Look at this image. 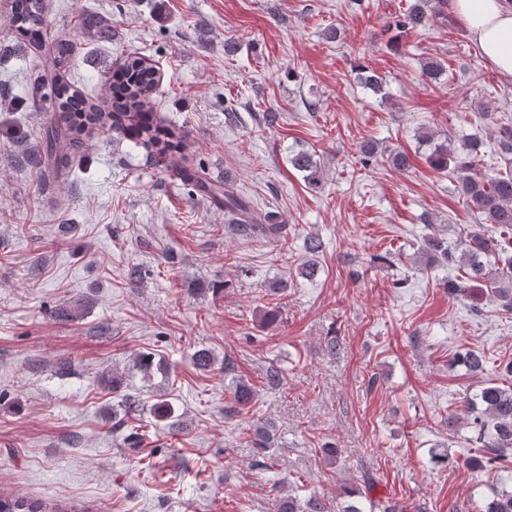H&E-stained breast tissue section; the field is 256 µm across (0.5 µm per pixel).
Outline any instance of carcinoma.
Here are the masks:
<instances>
[{"label": "carcinoma", "mask_w": 512, "mask_h": 512, "mask_svg": "<svg viewBox=\"0 0 512 512\" xmlns=\"http://www.w3.org/2000/svg\"><path fill=\"white\" fill-rule=\"evenodd\" d=\"M435 15L432 0H415V3L398 16L395 27L401 32L419 31ZM81 28L103 38L112 37V26L100 18L84 17ZM10 26L27 40L33 51L42 49L41 40L47 27L45 0H10ZM77 50L72 38L59 39L53 55L46 63L51 67L64 68ZM126 80L114 85L111 111L104 112L99 103L76 90L65 77L58 78L47 94L59 112V121L48 127L42 147L34 162L57 173L73 167L75 150L81 144V136L97 126L110 125L135 140L146 149L163 145L158 155L173 146V140L185 137L179 128L153 125V113L144 111L157 86V72L139 58L131 59L123 66ZM498 154L502 158L512 155V125L500 127ZM481 142L476 137H466L455 147L441 143L429 157L430 165L437 171L452 170L458 188L466 203L477 209L492 229L467 232L459 246L448 244L446 239L427 235L422 243V255L430 262L457 264L460 276L448 281V294L462 299L469 297L472 289L480 287L501 301L503 309L512 312V167L505 170H482ZM292 166L305 173L309 185L318 187L320 170L311 154L299 152L290 158ZM192 190L213 200L224 212L235 217L236 224L244 230L257 229L270 239H280L285 225L272 213H258L248 202L237 196L221 194L219 186L207 175L193 168L178 166L168 161ZM80 313L78 305H61L51 311L58 322L74 321ZM193 364L201 372L210 371L215 364L212 353L200 348L193 354ZM235 366L224 359V374L234 382L232 413H240L252 407L258 397L255 387L246 379L234 376ZM481 408L470 411L468 424L477 432L484 448L487 463L506 460L512 455V386L505 387L494 381L484 384L478 394ZM280 512H328L326 505L311 496L302 499L296 495L282 497ZM0 512H78L75 507L55 504L51 507L36 499L26 497H0ZM484 512H512V490L494 493L486 503Z\"/></svg>", "instance_id": "obj_1"}]
</instances>
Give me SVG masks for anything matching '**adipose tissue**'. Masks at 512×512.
<instances>
[{
	"label": "adipose tissue",
	"instance_id": "1",
	"mask_svg": "<svg viewBox=\"0 0 512 512\" xmlns=\"http://www.w3.org/2000/svg\"><path fill=\"white\" fill-rule=\"evenodd\" d=\"M448 8L489 65L512 79V9L503 0H449Z\"/></svg>",
	"mask_w": 512,
	"mask_h": 512
}]
</instances>
